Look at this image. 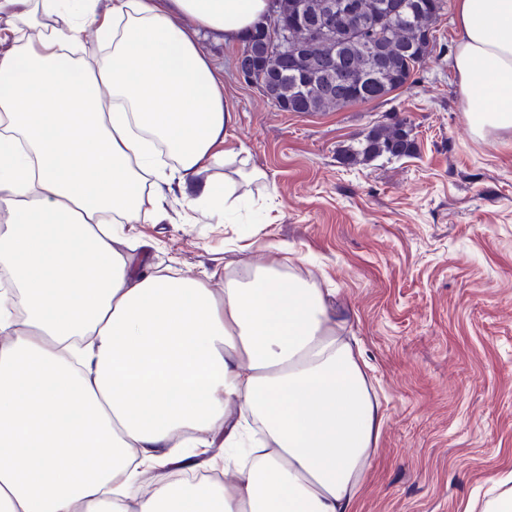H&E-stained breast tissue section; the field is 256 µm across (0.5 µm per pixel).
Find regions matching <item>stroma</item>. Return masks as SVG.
Segmentation results:
<instances>
[{"label":"stroma","mask_w":512,"mask_h":512,"mask_svg":"<svg viewBox=\"0 0 512 512\" xmlns=\"http://www.w3.org/2000/svg\"><path fill=\"white\" fill-rule=\"evenodd\" d=\"M455 13L440 49L387 101L284 112L237 75L239 42L201 37L224 71L236 166L261 177L216 218L169 199V220L123 224L152 270L224 292L227 263L288 246L295 275L346 309L382 414L355 512H469L512 472V132L480 136L453 67ZM400 116L413 154L344 162V146Z\"/></svg>","instance_id":"35a3bbf8"}]
</instances>
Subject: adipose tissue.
Masks as SVG:
<instances>
[{
  "mask_svg": "<svg viewBox=\"0 0 512 512\" xmlns=\"http://www.w3.org/2000/svg\"><path fill=\"white\" fill-rule=\"evenodd\" d=\"M266 10L0 0V268L22 307L0 305V512H352L382 416L347 312L281 247L217 296L113 246L170 195L234 205L210 175L233 114L199 36L235 41ZM457 21L468 121L512 131V0H457ZM219 430L223 479L174 485Z\"/></svg>",
  "mask_w": 512,
  "mask_h": 512,
  "instance_id": "obj_1",
  "label": "adipose tissue"
}]
</instances>
